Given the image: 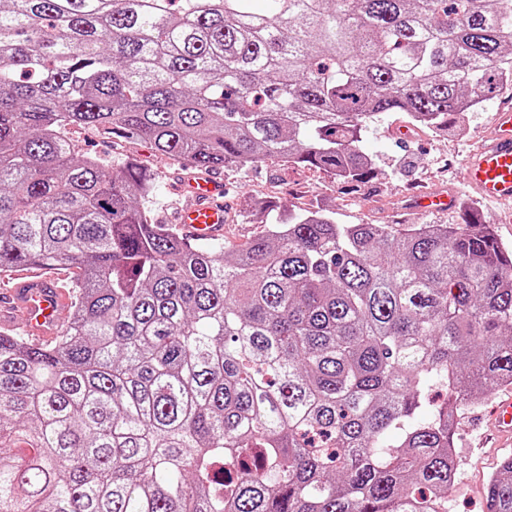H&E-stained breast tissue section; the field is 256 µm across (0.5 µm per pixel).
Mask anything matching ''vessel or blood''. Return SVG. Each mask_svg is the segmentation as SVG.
I'll return each instance as SVG.
<instances>
[{
    "mask_svg": "<svg viewBox=\"0 0 512 512\" xmlns=\"http://www.w3.org/2000/svg\"><path fill=\"white\" fill-rule=\"evenodd\" d=\"M467 184L489 201L512 199V108H500L492 114L491 133L463 161ZM189 198L179 208L176 225L185 239L212 241L223 238L226 221L224 183L209 175H197L181 184ZM419 212H436L454 206L451 194L442 189H425L411 199ZM67 291L49 278L24 274L7 293H0V332L14 330L23 320L28 335L50 339L63 311L68 308Z\"/></svg>",
    "mask_w": 512,
    "mask_h": 512,
    "instance_id": "vessel-or-blood-1",
    "label": "vessel or blood"
}]
</instances>
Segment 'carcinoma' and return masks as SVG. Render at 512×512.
I'll return each mask as SVG.
<instances>
[{"label": "carcinoma", "mask_w": 512, "mask_h": 512, "mask_svg": "<svg viewBox=\"0 0 512 512\" xmlns=\"http://www.w3.org/2000/svg\"><path fill=\"white\" fill-rule=\"evenodd\" d=\"M254 2L0 0V269L80 271L54 344L0 336V512H449L458 407L512 386L490 225L195 247L67 138L360 181L388 113L446 133L512 82V0ZM486 499L512 512V457Z\"/></svg>", "instance_id": "cac0c4a2"}]
</instances>
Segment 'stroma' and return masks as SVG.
Listing matches in <instances>:
<instances>
[{
	"label": "stroma",
	"mask_w": 512,
	"mask_h": 512,
	"mask_svg": "<svg viewBox=\"0 0 512 512\" xmlns=\"http://www.w3.org/2000/svg\"><path fill=\"white\" fill-rule=\"evenodd\" d=\"M512 105V87L502 88L494 100L469 113L465 131L445 135L412 126L407 116L394 112L385 116L364 142L372 156L375 173L351 182L339 180L314 167L297 166L269 159L246 170L222 168L228 203L224 245L234 248L261 235L266 224L287 221L288 217L317 208L325 209L340 224H389L403 229L413 224H457L460 211L423 217L409 208V194L423 185L442 184L461 198H473L463 184L462 161L490 130L493 107ZM71 138L82 153L106 160L119 169L133 163L156 177L155 194L148 206L150 218L158 224L170 223L183 200L171 193V186L187 178L188 169L176 161L160 157L143 142L105 137L97 130L73 127ZM272 203L266 224L253 221L242 209L244 198ZM512 402V386L488 391L476 405L459 410L454 435L456 486L450 512H486V485L499 468L501 459L512 453V434L501 431L492 409Z\"/></svg>",
	"instance_id": "obj_1"
}]
</instances>
